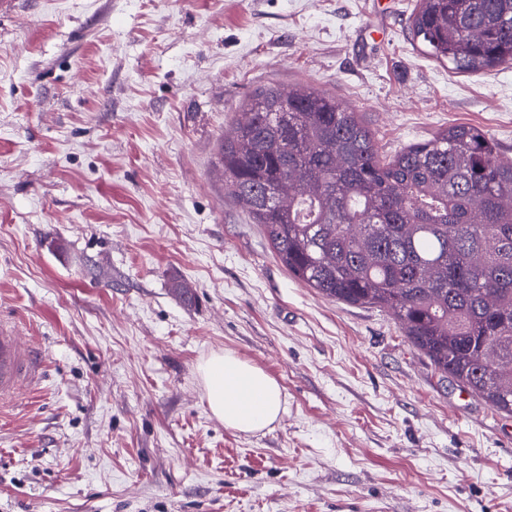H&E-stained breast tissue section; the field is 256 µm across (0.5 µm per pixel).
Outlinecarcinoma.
<instances>
[{"mask_svg":"<svg viewBox=\"0 0 512 512\" xmlns=\"http://www.w3.org/2000/svg\"><path fill=\"white\" fill-rule=\"evenodd\" d=\"M408 29L458 74L512 64V0H419ZM219 163L224 194L290 275L391 312L441 376L512 416V161L493 139L450 125L387 158L331 94L296 89L285 112L264 87Z\"/></svg>","mask_w":512,"mask_h":512,"instance_id":"carcinoma-1","label":"carcinoma"}]
</instances>
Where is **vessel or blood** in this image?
Wrapping results in <instances>:
<instances>
[{
    "label": "vessel or blood",
    "mask_w": 512,
    "mask_h": 512,
    "mask_svg": "<svg viewBox=\"0 0 512 512\" xmlns=\"http://www.w3.org/2000/svg\"><path fill=\"white\" fill-rule=\"evenodd\" d=\"M41 363L12 323L0 320V405L14 403L20 390L35 386Z\"/></svg>",
    "instance_id": "1"
}]
</instances>
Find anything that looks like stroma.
Listing matches in <instances>:
<instances>
[{
    "instance_id": "1",
    "label": "stroma",
    "mask_w": 512,
    "mask_h": 512,
    "mask_svg": "<svg viewBox=\"0 0 512 512\" xmlns=\"http://www.w3.org/2000/svg\"><path fill=\"white\" fill-rule=\"evenodd\" d=\"M416 6L0 11V318L43 361L0 409V512H512V416L389 312L291 276L216 166L269 86L334 94L389 157L466 123L512 160V65L452 72L413 41ZM224 349L280 384L272 429L211 414L196 366Z\"/></svg>"
}]
</instances>
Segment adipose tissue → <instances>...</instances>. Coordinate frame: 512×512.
I'll list each match as a JSON object with an SVG mask.
<instances>
[{
    "label": "adipose tissue",
    "mask_w": 512,
    "mask_h": 512,
    "mask_svg": "<svg viewBox=\"0 0 512 512\" xmlns=\"http://www.w3.org/2000/svg\"><path fill=\"white\" fill-rule=\"evenodd\" d=\"M196 372L212 415L225 428L254 435L280 419L284 399L277 380L235 353H211L198 363Z\"/></svg>",
    "instance_id": "obj_1"
}]
</instances>
